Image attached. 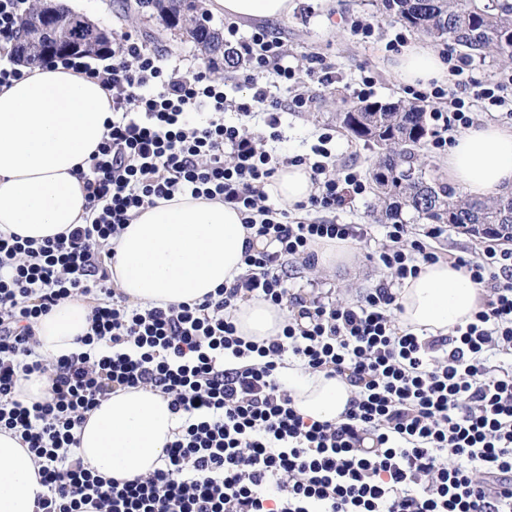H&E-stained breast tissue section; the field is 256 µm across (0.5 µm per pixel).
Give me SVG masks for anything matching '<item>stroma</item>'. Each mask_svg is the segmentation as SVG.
Returning a JSON list of instances; mask_svg holds the SVG:
<instances>
[{
    "label": "stroma",
    "mask_w": 512,
    "mask_h": 512,
    "mask_svg": "<svg viewBox=\"0 0 512 512\" xmlns=\"http://www.w3.org/2000/svg\"><path fill=\"white\" fill-rule=\"evenodd\" d=\"M120 3L121 0H71L70 7L116 30L127 27L142 36L155 30L157 20L147 9L128 23L116 18ZM357 15L365 16L375 29L368 42H361L350 33L348 19ZM270 26L287 43L297 76L313 98L309 111H281L282 138L276 144L279 153L288 158L309 154L320 133L328 128L334 135L330 148L336 155L337 166H354L365 178H372L376 147L350 138L337 122L336 114L354 103L353 92L360 87L367 69L375 78L373 100L383 103L412 100L411 87L399 84L389 68L393 54L386 44L398 32L404 33L407 39H416V31L390 17L383 8V0H295L292 13L287 18L271 21ZM315 54L324 56L332 66L337 79L331 85L324 87L309 78L307 59ZM374 206L375 192L370 189L340 211L327 212L313 207L290 209L289 214L294 218L371 225L373 238L354 245L351 267L297 269L288 281L289 288L325 302L344 304L358 300L377 285L383 277L377 264V251L386 241V228L375 222ZM425 229L424 223L409 221L404 246L422 241L448 261L474 257L489 246L512 247V242L475 237L450 224L444 225L442 233L435 238L426 237Z\"/></svg>",
    "instance_id": "obj_1"
}]
</instances>
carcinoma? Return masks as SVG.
Wrapping results in <instances>:
<instances>
[{
	"instance_id": "cac0c4a2",
	"label": "carcinoma",
	"mask_w": 512,
	"mask_h": 512,
	"mask_svg": "<svg viewBox=\"0 0 512 512\" xmlns=\"http://www.w3.org/2000/svg\"><path fill=\"white\" fill-rule=\"evenodd\" d=\"M385 10L437 44L465 49L479 58L493 56L512 63V5L497 0H384ZM168 28L183 23L193 41L210 54L224 55V63L238 60L224 48V39L195 14L193 0H162L156 4ZM60 31L44 22L33 45L23 53L31 62L46 60L44 50L57 43ZM71 43L88 55L101 46L73 29ZM342 129L353 139L378 148L374 174L379 203L378 222L402 223V214L427 224L484 226V235L512 239V191L490 201L471 200L441 181L417 153L430 133L424 108L415 103L382 104L364 101L336 114Z\"/></svg>"
}]
</instances>
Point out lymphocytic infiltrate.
Segmentation results:
<instances>
[{"label":"lymphocytic infiltrate","instance_id":"f902f5d3","mask_svg":"<svg viewBox=\"0 0 512 512\" xmlns=\"http://www.w3.org/2000/svg\"><path fill=\"white\" fill-rule=\"evenodd\" d=\"M248 100L199 69L170 62L129 30L112 34V63L85 54L50 63L112 89V118L86 161L93 219L38 242L0 234V430L20 437L44 487L37 512H512V369L496 362L512 352V251L484 250L457 267L486 290L471 322L448 335L400 328L394 285L436 262L422 242L401 246L408 229L389 225L378 251L385 282L350 304L291 292L286 260L316 265L321 240H367L366 224L289 219L265 190L282 158L278 102L261 79L292 86L289 108L308 111L296 90L284 41L267 28L247 36L227 28ZM457 58L453 88L416 91L429 116L451 113L474 123L471 99L485 109L511 105L512 78L483 82ZM447 99V110L434 101ZM266 111L268 139L224 122L227 107ZM332 133H322L308 165L318 192L310 206L336 211L367 184L353 166L330 170ZM189 193L237 208L246 228L266 240L246 248L232 287L202 301L133 306L117 296L109 271L116 241L134 211ZM92 299L77 351L49 363L33 349L34 326L62 301ZM261 299L288 309L280 336L258 343L239 336L238 302ZM293 356L314 371L344 377L355 395L337 422L301 416L277 368ZM46 380L44 400L23 402L17 388L32 374ZM150 388L183 422L164 463L131 480L103 478L76 456L77 427L107 395Z\"/></svg>","mask_w":512,"mask_h":512}]
</instances>
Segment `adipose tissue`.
Returning a JSON list of instances; mask_svg holds the SVG:
<instances>
[{
  "instance_id": "adipose-tissue-1",
  "label": "adipose tissue",
  "mask_w": 512,
  "mask_h": 512,
  "mask_svg": "<svg viewBox=\"0 0 512 512\" xmlns=\"http://www.w3.org/2000/svg\"><path fill=\"white\" fill-rule=\"evenodd\" d=\"M212 9L237 18L282 19L293 0H212ZM391 70L406 85L448 78L441 51L424 41L405 47ZM112 115V93L101 83L62 68H26L22 79L0 88V233L43 241L91 221L84 172ZM451 184L470 198L493 199L512 189V128L484 124L457 135L448 148ZM286 206L308 201L315 186L305 166H283L267 185ZM252 239L241 214L222 200L178 195L145 207L116 244L112 279L130 301L162 306L203 299L243 272ZM481 290L463 269L446 261L424 263L398 290L401 326L447 334L467 323ZM89 308L78 300L56 306L35 326V346L48 361L73 352L89 327ZM288 310L253 299L240 303L236 326L256 341L281 335ZM278 374L304 417L336 420L355 389L346 379L283 362ZM166 397L129 388L101 400L78 430L76 450L99 475L119 480L153 471L179 427ZM44 488L20 439L0 431V512H35Z\"/></svg>"
}]
</instances>
